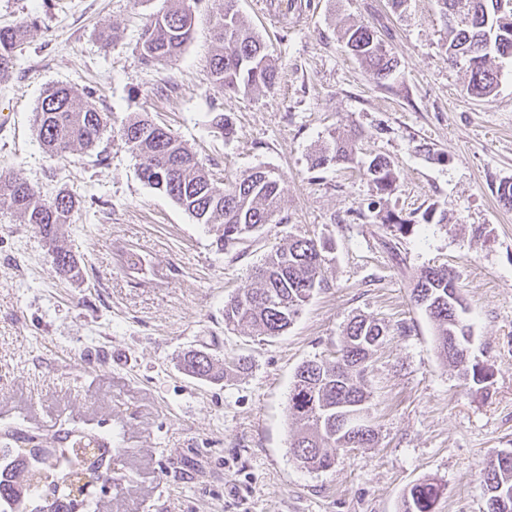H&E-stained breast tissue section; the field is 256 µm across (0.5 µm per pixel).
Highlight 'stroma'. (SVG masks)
Segmentation results:
<instances>
[{
	"label": "stroma",
	"instance_id": "1",
	"mask_svg": "<svg viewBox=\"0 0 512 512\" xmlns=\"http://www.w3.org/2000/svg\"><path fill=\"white\" fill-rule=\"evenodd\" d=\"M170 0H0V27L32 28L0 78V174L21 172L42 197L80 201L60 234L79 261L57 273L33 225L0 210V429L78 430L112 450V490L96 512H399L404 492L433 481L436 512H483V464L512 448V61L496 93L466 90L445 51L435 0H237L279 71L272 90L227 91L208 73L222 0H195L191 41L173 65L144 63L147 19ZM367 24L400 62L377 82L345 48L341 21ZM110 45H102L103 32ZM91 92L110 127L98 145L50 159L33 131L43 90ZM233 124L224 137L214 123ZM169 129L217 180L271 170L280 221L218 250L214 235L144 183L121 139L129 117ZM359 132L361 157H387L397 182L377 194L359 169L316 168L336 133ZM412 216L392 235L377 214ZM447 223H425L426 212ZM291 236L327 243L324 284L277 337L224 326V302ZM446 266L466 304L464 384L438 355L432 321L412 300L416 275ZM385 322L367 380L376 441L311 471L288 452V391L305 361L341 348L351 318ZM189 347L242 357L220 383L185 375Z\"/></svg>",
	"mask_w": 512,
	"mask_h": 512
}]
</instances>
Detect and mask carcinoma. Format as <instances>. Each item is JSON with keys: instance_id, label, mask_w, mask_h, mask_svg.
Returning <instances> with one entry per match:
<instances>
[{"instance_id": "1", "label": "carcinoma", "mask_w": 512, "mask_h": 512, "mask_svg": "<svg viewBox=\"0 0 512 512\" xmlns=\"http://www.w3.org/2000/svg\"><path fill=\"white\" fill-rule=\"evenodd\" d=\"M509 0H465L467 18L448 27V61H465L467 90L477 98L493 95L500 81L499 59H512V8ZM164 12L152 15L144 25L139 48L145 63L172 64L192 38L195 14L191 0H172ZM28 23L0 28V75L14 66L16 49L24 43ZM214 50L209 72L214 84L230 91L251 92L272 88L278 70L267 46L240 14L236 0H224V8L212 23ZM345 47L379 80L392 78L398 60L364 24L342 26ZM34 130L43 149L64 160L76 147L95 146L107 131L109 115L67 85L48 87L34 111ZM124 144L139 157L144 182L173 199L197 223L210 226L219 250L250 238L266 224L275 223L283 188L270 171L257 167L220 186L205 165L171 131L147 116H134L122 129ZM358 164L364 175L385 195L394 191L397 174L391 162L376 155L357 159L354 139L341 136L321 146L315 166ZM79 201L66 189L47 199L18 172L0 175V209L27 217L48 244L56 270L79 273L78 261L59 236V227L71 223ZM388 229L401 234L413 228L412 220L395 213L381 217ZM324 246L293 236L274 246L253 271L255 284L237 290L224 302V325L248 329L257 336L282 335L321 287ZM412 299L434 325L439 356L458 366L471 337L465 323L458 289L448 287V271L427 267L420 271ZM389 335V328L363 316L346 326L344 342L333 360H309L296 370L288 391V418L295 426L288 452L305 468L323 470L347 448H368L375 443V429L354 435L338 433L340 407L372 424L371 392L366 375L369 360ZM245 366V359L221 361L206 350L190 349L180 358L184 373L202 381H222ZM84 435L71 431L66 445L47 448L40 435L28 437L30 448H0V459L10 468L0 470V512H73L75 496L67 486L79 482L112 484V467L105 453L88 459L78 454L75 443ZM486 512H512V457L493 458L482 469ZM440 487L422 481L403 495L401 512H435Z\"/></svg>"}]
</instances>
